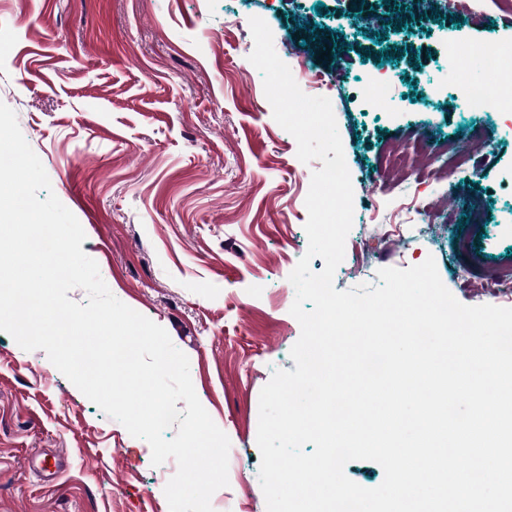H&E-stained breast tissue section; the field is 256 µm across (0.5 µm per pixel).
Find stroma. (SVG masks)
<instances>
[{
  "mask_svg": "<svg viewBox=\"0 0 512 512\" xmlns=\"http://www.w3.org/2000/svg\"><path fill=\"white\" fill-rule=\"evenodd\" d=\"M395 10L388 0H0V102L111 293L186 354L199 401L230 440L214 512H266L259 395L275 370L295 368L288 277L308 247L305 199L322 167L298 159L241 53L250 18L268 24L290 69L345 72L322 90L354 189L339 289L431 257L461 303L512 307L502 285L512 282V122L467 109L447 67L449 46L512 44V26L492 7L473 24L446 13L398 29ZM333 43L349 45L342 61L322 58ZM380 70L394 86L385 109L357 89ZM477 125L484 147L449 168L445 144ZM420 135L428 184L412 169L383 177L388 151ZM417 191L428 209L411 220L400 206ZM476 210L481 222L467 221ZM36 451L58 461L56 480L30 470ZM151 457L45 351L0 332V512H169L177 463Z\"/></svg>",
  "mask_w": 512,
  "mask_h": 512,
  "instance_id": "35a3bbf8",
  "label": "stroma"
}]
</instances>
